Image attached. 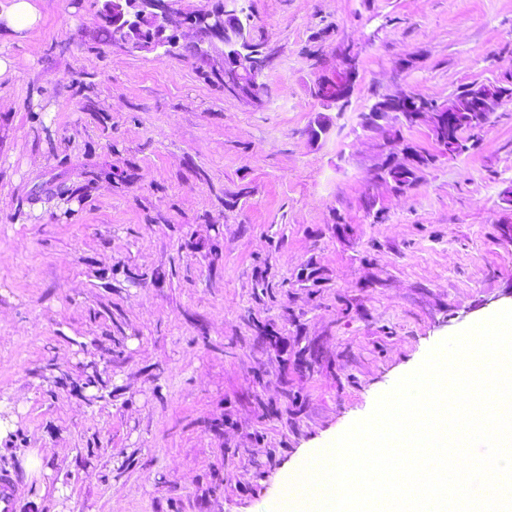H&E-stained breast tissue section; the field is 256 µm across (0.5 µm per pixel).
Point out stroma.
<instances>
[{
    "label": "stroma",
    "mask_w": 512,
    "mask_h": 512,
    "mask_svg": "<svg viewBox=\"0 0 512 512\" xmlns=\"http://www.w3.org/2000/svg\"><path fill=\"white\" fill-rule=\"evenodd\" d=\"M0 39V468L21 512H265L316 448L444 339L512 308V105L403 192L366 107L512 75V0H246L260 107L206 61L113 48L101 0ZM354 46L350 103L321 71ZM359 74V55L347 48L339 54L336 67L321 74L316 83L321 107L341 111L349 102ZM43 453L39 452L37 448L33 449L32 453L29 454L23 462V468L26 473V476L29 480L36 479L38 483H40L42 490L41 492H46L47 485L51 488L47 477L52 476V470L49 467L44 468V458ZM47 480V482L45 481Z\"/></svg>",
    "instance_id": "1"
}]
</instances>
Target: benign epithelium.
<instances>
[{"label":"benign epithelium","instance_id":"1","mask_svg":"<svg viewBox=\"0 0 512 512\" xmlns=\"http://www.w3.org/2000/svg\"><path fill=\"white\" fill-rule=\"evenodd\" d=\"M175 0H103L101 19L112 28V46L128 54L154 53L162 57L178 47L177 32L184 25L192 27L202 42L218 40L224 47V92L256 106L269 97L264 80L266 56L249 45L241 25L244 0H220L210 11L188 14L174 7ZM359 74V55L347 48L339 54L336 67L317 79L318 101L326 110L344 109L349 102ZM428 98L412 90L374 100L367 107L366 121L375 125L390 113L398 116L399 127L384 133L387 142L398 139L401 128L424 126L435 144L451 153L461 143L463 133L484 123L485 116L512 104L511 82L474 83L462 97L434 110L425 105ZM405 163L389 162L374 177L381 181L395 177L401 167H424L418 154L404 150Z\"/></svg>","mask_w":512,"mask_h":512}]
</instances>
